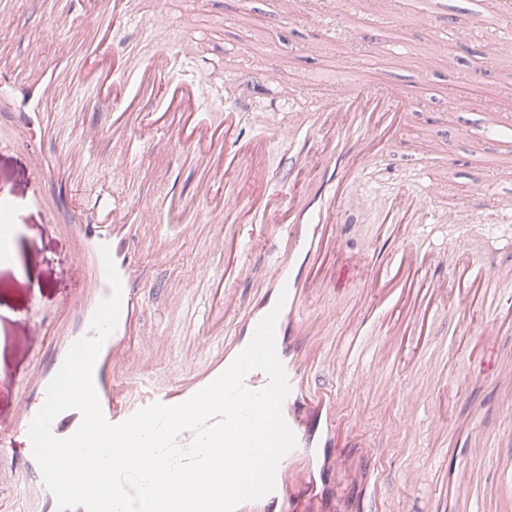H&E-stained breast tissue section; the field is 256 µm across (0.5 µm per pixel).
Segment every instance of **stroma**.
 I'll use <instances>...</instances> for the list:
<instances>
[{"instance_id": "obj_1", "label": "stroma", "mask_w": 512, "mask_h": 512, "mask_svg": "<svg viewBox=\"0 0 512 512\" xmlns=\"http://www.w3.org/2000/svg\"><path fill=\"white\" fill-rule=\"evenodd\" d=\"M410 2L313 0L310 8L299 7L289 15L280 12L277 0H135L133 14L118 12L108 22L116 68L142 64L151 56L157 49L154 26L165 23L167 46L175 51L174 67L194 83L197 102L211 117L240 96L254 110L276 113L280 123H287L289 113L302 103L292 93L294 85L315 74L308 94L326 96L334 91L338 71L348 69L356 70L364 82L385 84L412 97L402 139L388 149L381 165L364 176L370 201L357 212L364 235L348 241L339 256L343 274L334 288L310 305L316 314L336 311L333 332L337 335L346 332L348 323L373 302L370 270L359 260L370 250L390 253L405 237L403 230L385 225L383 219L397 196L422 191L421 167L433 160V145L446 152L448 188L431 198L432 207H449L455 195L478 187L512 203V177L501 179L496 174L504 159H512V54H489V47L499 41L496 32L471 37L468 0H439L434 21L399 24ZM440 29L466 37L457 61H430ZM77 30L76 21L53 23L34 0H20L10 23L0 26V45L19 59L34 54L53 59L66 52L68 39ZM184 43L193 44L194 56L177 54V47ZM81 94V89L71 88L66 98L48 106L50 120L69 140L108 121L106 113L79 112L67 106V98ZM488 102L493 103L503 132L498 142L469 135L470 129L483 126L482 106ZM159 135L153 128L134 134L129 156L106 170L98 167L95 158L112 154V141L104 136L94 142L79 172L77 204L121 199L146 174L163 178L188 195L205 177L214 191L223 189V174L205 175L186 160L149 157L146 148ZM33 143V135L21 134L10 119L0 120V199L14 205L17 219L12 260L0 265V421L5 423L10 422L47 351L48 326L59 321L86 286L85 266L71 236L62 224L50 222L45 205L32 199ZM184 218L196 226L173 254L162 259L150 253L145 256L158 282L177 284L205 273L200 259L209 250L211 228L195 220L192 211H185ZM494 225L492 206L483 205L475 209L471 225L445 224L437 234L416 232L410 238L439 253V262L447 269L476 268L489 261L512 263V252L505 250ZM483 320L476 303L469 307L468 326L445 315L436 317L417 342L406 344L409 362L396 381L405 392L424 390L427 409L436 411L449 426L470 402L487 404L481 427L504 451L512 448V395H497L493 379L500 355L512 352V331L500 336L496 345H483L475 337ZM433 342L447 346L448 357L429 366L414 352L416 344ZM351 413L363 434L375 442L400 419L391 397L365 388L354 395ZM428 450V445H421L404 459L422 471L420 482L393 488L405 512H421L432 491V482L425 476Z\"/></svg>"}]
</instances>
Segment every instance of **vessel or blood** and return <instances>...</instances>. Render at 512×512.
Segmentation results:
<instances>
[{
  "mask_svg": "<svg viewBox=\"0 0 512 512\" xmlns=\"http://www.w3.org/2000/svg\"><path fill=\"white\" fill-rule=\"evenodd\" d=\"M78 0H36L58 20L78 15ZM130 0H98L95 14L78 15L84 29L79 45L64 61L40 56L14 63L0 56V93L11 99L12 120L19 125H39L41 136L53 143L50 152L34 156L51 195L52 216L69 215L70 233L88 273L87 287L72 306V316L62 344H49L30 394L16 405L14 419L0 424V486L12 487L30 499L29 512H59L54 495L44 485L32 456L28 426L45 400L46 388L61 367L75 340L89 331L98 303L112 292L101 258V246H109L121 282V306L117 327L104 342L94 367V385L106 419L121 423L140 409L161 402L179 404L226 370L251 340L259 322L277 312L275 345L284 368L288 394L283 416L296 445L280 460L272 492L238 506L237 512H398L380 480L381 465L372 448L359 435L354 418L345 414L354 386L365 385L380 393L393 391L399 372L398 343L405 323L422 325L447 305L465 315L471 296H478L485 320L476 335L481 343L497 341L512 329L503 298L512 292V265L490 263L478 274L467 268L434 271L425 285L415 275L425 259L419 249L398 247L393 257L379 261L371 286L378 301L369 305L354 331L328 337L335 314H311L310 302L328 286L322 272L326 258L341 251L344 239L359 228L347 215V202L367 198L362 174L379 160L398 138L408 105L404 98L381 86H366L344 77L334 96L313 102L306 110L291 113L288 122V154L281 165L258 164L279 126L262 113L251 112L246 101L225 106L217 120L202 118L190 85L172 81L169 57L156 36L159 50L133 75L138 85L154 88L159 80L169 83L170 97L160 111L142 116L146 125L162 129L150 146L155 157L189 156L208 171L235 170L226 179L222 194L198 186L191 197L166 193L151 206L139 197L111 212L95 215L93 208L72 212L73 174L85 159L84 144L99 139L98 129H87L84 141L62 142L58 130L41 123L45 100L61 95L70 82L96 87L81 107L111 114L108 131L115 156H122L131 127L117 110L119 85L108 69L90 72L85 60L102 52L101 28L115 10H127ZM249 120L263 134L256 140L232 145L241 120ZM426 197L401 195L393 223L418 226L470 222L473 202H462L436 216H429ZM204 213L210 223V247L219 262L206 274L203 306H196V289L189 284L167 289V318L178 341L170 347L159 332L147 328L141 313L157 291L150 269L139 257L140 248L131 233L133 222L154 228L150 241L159 255L169 254L190 225L180 223L185 210ZM14 212L0 200V263L12 256L10 242ZM278 238L281 250L268 258L265 286L254 294L246 311L238 298L250 283L254 257L262 255L268 238ZM174 354L180 363L175 380H164L154 362L155 353ZM341 373L343 385L328 383L330 374ZM405 421L387 429L385 441L393 451L404 452L417 442L413 423L420 409L417 394L399 395ZM81 415L68 410L52 423L56 437L71 436ZM430 439L442 454L430 462L432 481L441 489L429 498L425 512H481V474L491 466L496 476L492 512H512V453H491L484 433H473L460 465L450 468L441 457L454 443L440 418H433Z\"/></svg>",
  "mask_w": 512,
  "mask_h": 512,
  "instance_id": "vessel-or-blood-1",
  "label": "vessel or blood"
}]
</instances>
